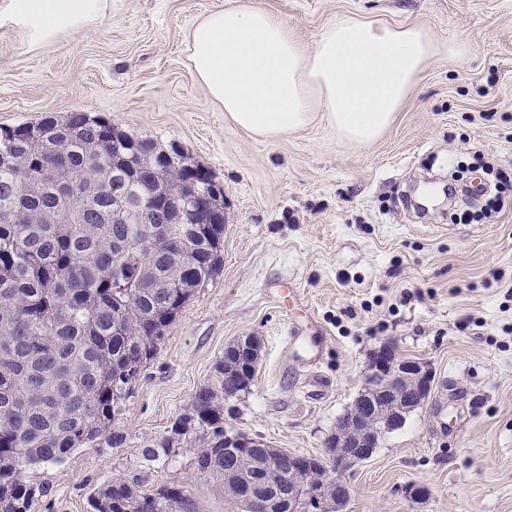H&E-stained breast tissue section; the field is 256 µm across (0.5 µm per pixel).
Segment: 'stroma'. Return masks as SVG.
Returning <instances> with one entry per match:
<instances>
[{
  "mask_svg": "<svg viewBox=\"0 0 512 512\" xmlns=\"http://www.w3.org/2000/svg\"><path fill=\"white\" fill-rule=\"evenodd\" d=\"M314 45L355 16L429 29L434 56L395 121L373 144L325 124L274 141L227 120L186 61L185 31L224 0H112L104 25L28 52L0 29V126L81 111L161 148L184 150L224 189V264L167 328L115 427L118 448H79L28 471L49 486L33 512H89L97 486H185L199 512H236L198 475V442L168 457L145 451L211 381L240 337L260 343L249 393L224 426L318 456L381 349L426 362L430 399L343 473L344 512H512V205L482 218L485 198L405 205L415 187L494 186L512 172V0H256ZM466 46L452 58L448 46ZM474 213L471 222L458 219ZM320 344L315 361L288 343L291 326Z\"/></svg>",
  "mask_w": 512,
  "mask_h": 512,
  "instance_id": "stroma-1",
  "label": "stroma"
}]
</instances>
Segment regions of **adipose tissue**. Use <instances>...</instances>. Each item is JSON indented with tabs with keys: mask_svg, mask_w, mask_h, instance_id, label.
<instances>
[{
	"mask_svg": "<svg viewBox=\"0 0 512 512\" xmlns=\"http://www.w3.org/2000/svg\"><path fill=\"white\" fill-rule=\"evenodd\" d=\"M112 0H0V28L35 52L102 24ZM188 65L226 118L273 141L323 119L357 146L391 125L434 54L430 32L344 16L313 47L252 0H225L185 34Z\"/></svg>",
	"mask_w": 512,
	"mask_h": 512,
	"instance_id": "adipose-tissue-1",
	"label": "adipose tissue"
}]
</instances>
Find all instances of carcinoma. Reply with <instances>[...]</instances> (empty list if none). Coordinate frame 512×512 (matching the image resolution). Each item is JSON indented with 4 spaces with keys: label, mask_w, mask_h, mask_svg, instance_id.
Instances as JSON below:
<instances>
[{
    "label": "carcinoma",
    "mask_w": 512,
    "mask_h": 512,
    "mask_svg": "<svg viewBox=\"0 0 512 512\" xmlns=\"http://www.w3.org/2000/svg\"><path fill=\"white\" fill-rule=\"evenodd\" d=\"M192 167L185 152L136 139L99 116L0 127V512H31L44 485L27 472L57 464L78 448H118L114 420L166 328L221 268L224 224H188L185 210L166 223L116 199L150 205L177 196ZM250 368L233 350L213 367L211 384L177 416L147 455H169L173 437L193 436L197 471L239 512V486L275 474L277 450L238 448L224 477V391L247 393ZM90 512H198L171 484L141 492L122 479L88 498Z\"/></svg>",
    "instance_id": "1"
}]
</instances>
